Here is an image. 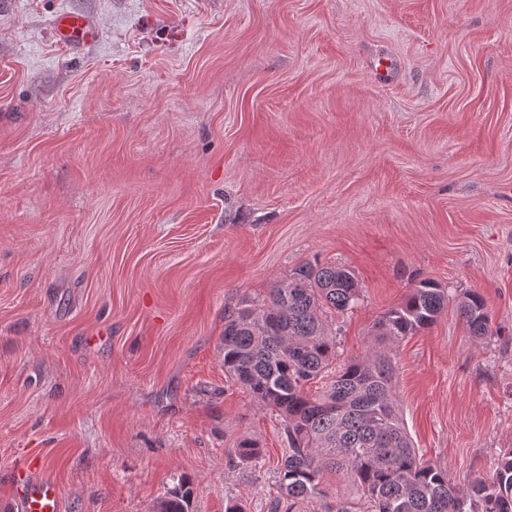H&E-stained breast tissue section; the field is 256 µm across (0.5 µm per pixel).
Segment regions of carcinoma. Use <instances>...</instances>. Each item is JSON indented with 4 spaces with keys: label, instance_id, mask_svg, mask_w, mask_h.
Segmentation results:
<instances>
[{
    "label": "carcinoma",
    "instance_id": "cac0c4a2",
    "mask_svg": "<svg viewBox=\"0 0 512 512\" xmlns=\"http://www.w3.org/2000/svg\"><path fill=\"white\" fill-rule=\"evenodd\" d=\"M360 296L354 272L307 263L270 289L268 300L247 298L224 313V374L282 417L288 451L278 468L271 512H296L322 494L324 472L338 471L361 492L368 512H512V448L488 479L459 485L447 468L423 459L396 398L393 345L431 327L448 307V290L424 279L373 326L368 353L333 370L336 337L324 313H343ZM456 310L470 336L491 335L480 291L457 296ZM325 380L319 394L305 386ZM237 465H257L261 448L250 437L229 450ZM192 488L180 482L153 512H189Z\"/></svg>",
    "mask_w": 512,
    "mask_h": 512
}]
</instances>
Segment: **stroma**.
I'll return each instance as SVG.
<instances>
[{"label":"stroma","instance_id":"35a3bbf8","mask_svg":"<svg viewBox=\"0 0 512 512\" xmlns=\"http://www.w3.org/2000/svg\"><path fill=\"white\" fill-rule=\"evenodd\" d=\"M94 41L58 44L61 11ZM385 76H378L379 67ZM359 280L340 359L423 279L479 290L393 350L458 483L512 448V0H0V512H270L280 417L224 376V311L305 263ZM255 467L228 456L243 437ZM456 310L470 336L482 340L491 336V316L480 291L471 289L457 296ZM22 512H58L59 489L51 477L28 478L18 492ZM192 493L189 483L182 481L155 504L153 512H189Z\"/></svg>","mask_w":512,"mask_h":512}]
</instances>
